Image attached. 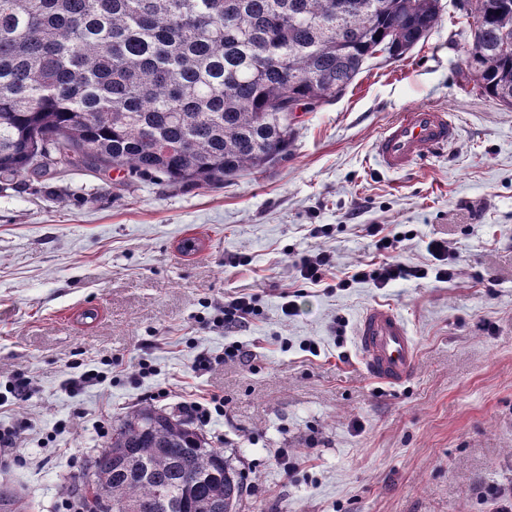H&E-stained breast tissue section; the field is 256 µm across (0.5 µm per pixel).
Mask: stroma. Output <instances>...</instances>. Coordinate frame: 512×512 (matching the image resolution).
Segmentation results:
<instances>
[{"label": "stroma", "instance_id": "stroma-1", "mask_svg": "<svg viewBox=\"0 0 512 512\" xmlns=\"http://www.w3.org/2000/svg\"><path fill=\"white\" fill-rule=\"evenodd\" d=\"M440 5L402 58L368 60L341 97L294 114L287 159L224 187L113 168L0 176V392L30 383L0 407L17 436L0 484L20 486L31 512H58L132 409L179 415L213 394L224 412L198 429L242 478L239 512H494L512 492V108L468 75L458 0ZM419 106L451 113L457 140L383 169L375 140ZM369 224L412 232L409 264L447 241L456 276L337 287L381 262ZM317 250L333 273L285 316L292 262ZM241 293L260 312L231 337L214 320ZM374 304L406 318L418 349L397 387L367 375L356 345ZM233 340L245 353L228 360ZM202 350L211 366L193 371ZM91 369L104 382L68 389Z\"/></svg>", "mask_w": 512, "mask_h": 512}]
</instances>
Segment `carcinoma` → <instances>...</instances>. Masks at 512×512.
<instances>
[{
    "instance_id": "cac0c4a2",
    "label": "carcinoma",
    "mask_w": 512,
    "mask_h": 512,
    "mask_svg": "<svg viewBox=\"0 0 512 512\" xmlns=\"http://www.w3.org/2000/svg\"><path fill=\"white\" fill-rule=\"evenodd\" d=\"M468 74L512 108V0H459ZM440 0H0V174L124 169L223 186L288 156L291 112L342 96L364 63L399 59ZM84 512H198L244 485L224 450L177 415L140 407L90 462ZM15 488L0 485L11 512Z\"/></svg>"
}]
</instances>
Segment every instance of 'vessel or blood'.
Returning a JSON list of instances; mask_svg holds the SVG:
<instances>
[{
    "instance_id": "obj_1",
    "label": "vessel or blood",
    "mask_w": 512,
    "mask_h": 512,
    "mask_svg": "<svg viewBox=\"0 0 512 512\" xmlns=\"http://www.w3.org/2000/svg\"><path fill=\"white\" fill-rule=\"evenodd\" d=\"M458 137L449 113L415 107L399 113L383 129L374 156L383 168L400 171L429 152L448 148ZM356 339L367 372L378 382L399 384L416 368L418 352L405 319L385 306H373L359 317Z\"/></svg>"
}]
</instances>
